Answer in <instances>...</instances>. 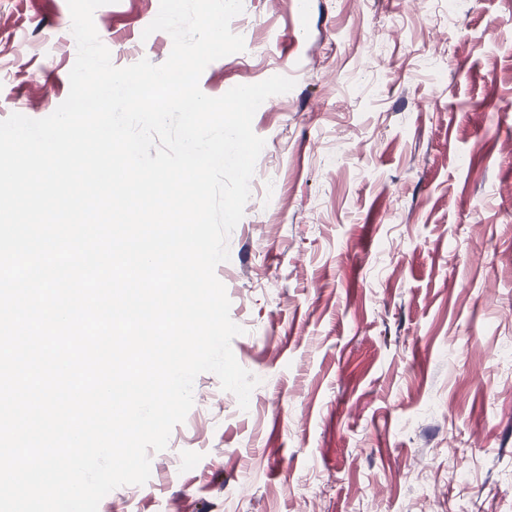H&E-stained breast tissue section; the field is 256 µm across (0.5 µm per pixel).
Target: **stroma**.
Instances as JSON below:
<instances>
[{"label": "stroma", "mask_w": 512, "mask_h": 512, "mask_svg": "<svg viewBox=\"0 0 512 512\" xmlns=\"http://www.w3.org/2000/svg\"><path fill=\"white\" fill-rule=\"evenodd\" d=\"M159 6L95 11L114 66L168 58ZM238 19L254 37L202 92L295 81L254 115L216 268L260 383L242 414L200 374L148 482L98 512H512V6L243 0ZM76 56L67 0H0V120L52 114Z\"/></svg>", "instance_id": "obj_1"}]
</instances>
